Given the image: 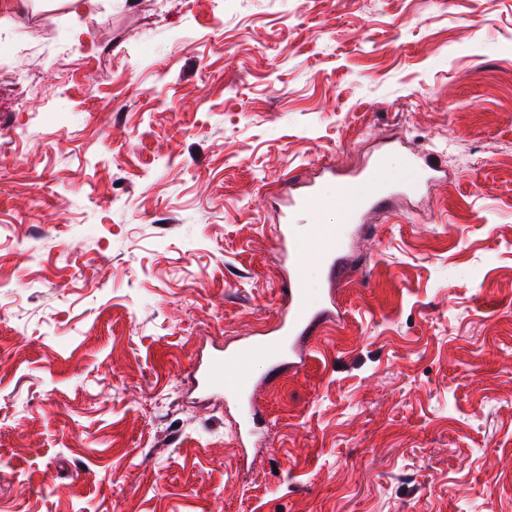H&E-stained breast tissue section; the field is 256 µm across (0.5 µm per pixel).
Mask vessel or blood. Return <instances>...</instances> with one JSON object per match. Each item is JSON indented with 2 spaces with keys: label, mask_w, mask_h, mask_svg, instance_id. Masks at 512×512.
Here are the masks:
<instances>
[{
  "label": "vessel or blood",
  "mask_w": 512,
  "mask_h": 512,
  "mask_svg": "<svg viewBox=\"0 0 512 512\" xmlns=\"http://www.w3.org/2000/svg\"><path fill=\"white\" fill-rule=\"evenodd\" d=\"M437 174L438 169L433 163L415 154L408 156L404 169L397 177L390 174L384 158H377L358 174L359 180L368 184L370 190L347 212V223L361 222L365 211L386 209L395 196L417 193ZM330 204V199L322 194L313 181L304 190L288 197L287 211H306L313 227L306 234L295 232L287 224L279 228V246L288 260L283 290L287 304L272 334L232 350L216 349L193 370L195 386L199 391L224 395L226 400L237 405L240 410V431L243 434H250L254 420V360L263 357L274 366L287 361L296 362L300 357L298 341L315 333L334 304L330 298L322 301L313 299L305 279V264L311 256L323 265L328 274L340 270L338 252L344 242L341 228L320 221L323 211Z\"/></svg>",
  "instance_id": "vessel-or-blood-1"
}]
</instances>
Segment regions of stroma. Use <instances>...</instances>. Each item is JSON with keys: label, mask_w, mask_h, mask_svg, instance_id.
Returning <instances> with one entry per match:
<instances>
[{"label": "stroma", "mask_w": 512, "mask_h": 512, "mask_svg": "<svg viewBox=\"0 0 512 512\" xmlns=\"http://www.w3.org/2000/svg\"><path fill=\"white\" fill-rule=\"evenodd\" d=\"M12 3L0 512H512V0ZM385 141L448 175L309 260L333 315L240 448L191 368L274 327L289 174Z\"/></svg>", "instance_id": "1"}]
</instances>
